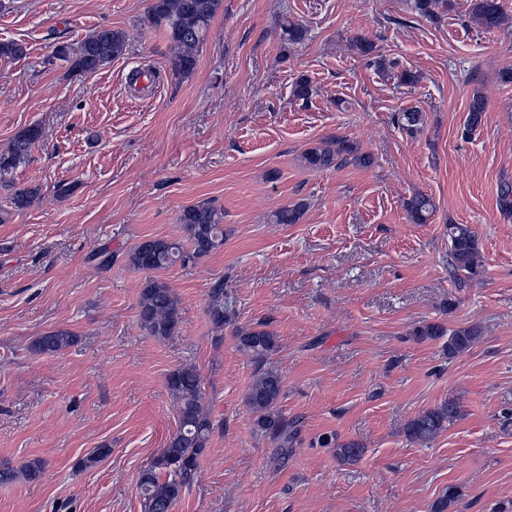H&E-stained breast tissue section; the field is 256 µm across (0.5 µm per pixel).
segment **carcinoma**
<instances>
[{
	"label": "carcinoma",
	"instance_id": "cac0c4a2",
	"mask_svg": "<svg viewBox=\"0 0 512 512\" xmlns=\"http://www.w3.org/2000/svg\"><path fill=\"white\" fill-rule=\"evenodd\" d=\"M223 7V0H151L148 22L164 27L170 41L169 68L176 79L189 77L196 69L198 53L203 46L211 23ZM414 9L421 16L434 18L438 11L453 9V0H414ZM472 18L486 30L497 29L512 21L502 9L499 0H471ZM307 29L300 23L286 19L281 24L280 40L285 46L303 43ZM126 47V34L122 30L101 28L88 36L75 49L70 44H54L52 58L65 62L74 71L84 74L96 72L106 61L120 55ZM351 48L379 69L394 68L397 62L385 61L375 54L374 44L356 37ZM27 55L23 44L0 41V58L20 59ZM314 94L311 80L301 75L292 85V96L304 103ZM486 108L485 96L473 94L463 125L462 137L469 138L481 126ZM423 123V112L416 108L397 113V125L413 134ZM42 139V130L31 126L18 132L10 147L0 152V175L12 171L31 149ZM304 166L322 172L346 164L369 167L370 155L344 137L325 140L302 154ZM411 220L424 224L435 210V203L428 195L417 193L404 201ZM304 204L284 206L271 215L274 224H296L303 214ZM185 237L179 240L149 239L134 246L126 256L130 267L147 273L140 292L138 308L141 326L150 335L168 338L178 333L180 325V299L169 284L154 275L175 265L188 268L224 245V211L209 202L184 208L178 218ZM448 270L459 285L480 279L483 264L478 239L466 224L448 225ZM209 316L218 328L224 326L228 315L224 302V283L216 282L208 293ZM478 327L471 325L447 330L440 323H424L414 330L422 340H438L448 336L445 348L448 356L455 357L466 351L480 336ZM238 348L259 365L278 349L273 331L266 327L238 328L235 330ZM77 336L67 330H56L38 337L32 344L37 354H54L73 345ZM170 395L177 402V430L165 448L144 468L138 486L142 498V512H172L182 493L195 481L199 458L203 455L214 428L209 412L203 404L201 375L193 366H183L170 371L166 378ZM283 380L280 373L266 369L261 372L245 393L244 401L253 415L255 429L267 436L281 457H288L294 439L293 423L279 410ZM461 416L460 405L448 399L425 410L411 419L406 427L407 437L413 441L427 442L437 437ZM324 446L334 445L336 456L355 461L363 449L352 443H337L335 437L323 440ZM41 458L27 460L18 468L0 467V484H9L22 477L27 481L38 480L45 470ZM461 492L454 486L431 507V512H449L458 503Z\"/></svg>",
	"mask_w": 512,
	"mask_h": 512
}]
</instances>
